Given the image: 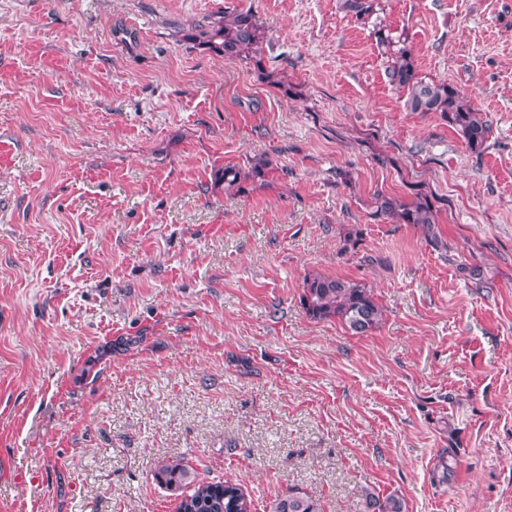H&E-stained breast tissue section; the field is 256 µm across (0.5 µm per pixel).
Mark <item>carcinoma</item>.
<instances>
[{"instance_id": "obj_1", "label": "carcinoma", "mask_w": 512, "mask_h": 512, "mask_svg": "<svg viewBox=\"0 0 512 512\" xmlns=\"http://www.w3.org/2000/svg\"><path fill=\"white\" fill-rule=\"evenodd\" d=\"M377 0H339V8L355 19L373 27L377 44L387 55L386 72L390 83L406 91L405 107L411 112H434L448 122L474 151L484 150L490 125L483 120L461 92L446 81H427L420 76L413 50L403 34H394L373 19ZM188 38L198 45L227 58L251 60L260 65L257 54L265 32L253 14L246 10L224 13V17L208 24L195 26ZM265 165L258 164L246 174L235 168L218 172L215 180L229 187L239 185L241 177L261 178ZM376 213L400 224H421L427 233H434L439 207L430 196L422 193L407 201L378 192L374 195ZM308 315L317 320L337 319L354 335L374 330L382 320V310L369 289L351 280L312 273L305 277L300 298ZM155 481L176 493L177 512H254L252 498L240 485L230 481H207L184 460L168 462L157 470ZM365 512H403L402 501L394 496L385 498L365 488ZM271 512H323L320 501L299 491H291L275 500Z\"/></svg>"}]
</instances>
